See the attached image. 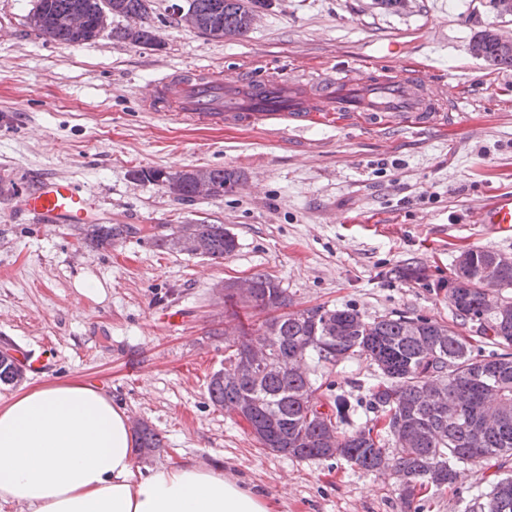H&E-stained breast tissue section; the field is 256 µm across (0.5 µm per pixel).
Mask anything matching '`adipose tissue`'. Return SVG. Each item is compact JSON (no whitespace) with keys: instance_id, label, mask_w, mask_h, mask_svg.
I'll use <instances>...</instances> for the list:
<instances>
[{"instance_id":"adipose-tissue-1","label":"adipose tissue","mask_w":512,"mask_h":512,"mask_svg":"<svg viewBox=\"0 0 512 512\" xmlns=\"http://www.w3.org/2000/svg\"><path fill=\"white\" fill-rule=\"evenodd\" d=\"M25 512H278L261 489L183 463L141 471L126 411L60 380L0 403V506Z\"/></svg>"}]
</instances>
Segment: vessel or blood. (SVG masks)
Returning a JSON list of instances; mask_svg holds the SVG:
<instances>
[{"label": "vessel or blood", "mask_w": 512, "mask_h": 512, "mask_svg": "<svg viewBox=\"0 0 512 512\" xmlns=\"http://www.w3.org/2000/svg\"><path fill=\"white\" fill-rule=\"evenodd\" d=\"M434 70L410 64L395 79H354L350 73L321 80L315 93L254 70L246 79L192 70L166 73L153 80L142 96L149 110L179 120L219 121L236 117L248 122L284 118L307 119L318 112H412L420 124L429 117L417 110L420 89ZM90 208L87 196L65 179H42L27 192L23 209L47 224L83 223ZM476 221L504 237L512 236V191L496 192L481 206Z\"/></svg>", "instance_id": "obj_1"}]
</instances>
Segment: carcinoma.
Returning a JSON list of instances; mask_svg holds the SVG:
<instances>
[{
	"mask_svg": "<svg viewBox=\"0 0 512 512\" xmlns=\"http://www.w3.org/2000/svg\"><path fill=\"white\" fill-rule=\"evenodd\" d=\"M111 15L122 18L136 16L141 27L112 29V36L135 46H147L156 40L149 22L150 0H35L27 16L31 28L65 45L92 41L102 34L91 28L75 31L54 23V18L81 11L96 18L103 6ZM181 20L210 40L221 41L245 36L254 24L251 0H189ZM482 59L495 65L512 66V44L501 43L480 33ZM239 177L222 169L200 168L167 172L163 182L167 191L179 200L196 197L200 184L211 187L212 195L232 191ZM189 229L193 242L181 251L218 261L231 255L236 241L222 224H180L172 234L158 239L161 245L176 248V235ZM129 234L124 224H94L86 229L85 238L105 247ZM465 259L456 261L453 276L462 280L461 287L448 289V304L455 319L464 325L478 324L477 333L492 344L512 346V298L502 310H490L489 298L479 286V268L495 256L480 248L463 250ZM263 303L247 312V306L225 284L224 304L228 318L244 334L261 332L271 338L278 357L288 362L294 349L305 341L310 344L307 359L334 363L336 354L357 353L369 358L378 368L381 380L373 386L370 408L382 412L392 425L403 419L409 436L389 440V434L371 426L352 427L356 409L344 398H336L331 412L320 416V405L313 402L316 391L307 366L284 369L256 379L238 372L239 353L227 345L224 368L215 371L207 390L213 404L234 411L249 426L259 425L263 431L255 436L264 449L296 459H331L340 457L368 471L381 469L383 459L392 455L404 475L400 499L405 508L412 507L417 490L426 485L425 474L431 473L445 487L456 479L460 464L498 465L512 456V354H491L484 358L471 355V344L450 325L424 316H381L361 327V314L350 308L316 307L333 323L323 325V318H306L286 312L289 305L286 289L266 274L253 276ZM24 370L10 353H0V384H16L23 380ZM444 381L448 395L458 398L463 410L451 419L440 411L432 398L434 385ZM494 385L500 402L494 407L502 422L495 428L481 423L484 407L479 383ZM336 434L334 446L324 444V436ZM138 447L152 452L162 447L158 433L143 424L134 430ZM393 442L394 450L386 448ZM474 512H512V476L491 482L489 490L477 496Z\"/></svg>",
	"mask_w": 512,
	"mask_h": 512,
	"instance_id": "obj_1",
	"label": "carcinoma"
}]
</instances>
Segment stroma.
I'll return each instance as SVG.
<instances>
[{"label":"stroma","instance_id":"obj_1","mask_svg":"<svg viewBox=\"0 0 512 512\" xmlns=\"http://www.w3.org/2000/svg\"><path fill=\"white\" fill-rule=\"evenodd\" d=\"M35 0H0V344L47 356L26 373L38 386L98 381L130 421L162 439L139 450L144 468L192 461L260 487L280 512H406L392 472L342 459L299 460L263 450L234 412L215 406L208 380L224 365V285L267 274L291 310L353 308L368 319L402 313L453 322L448 275L458 251L512 254V239L476 224L492 190L512 191V67L474 58L472 38L512 31L490 0H267L246 36L206 39L178 24L185 0H153L158 41L134 46L102 34L53 42L27 24ZM433 59L425 97L450 109L416 126L391 113L359 114L304 129L188 124L150 112L142 89L160 74L213 68L230 79L262 68L311 83L323 67L361 65L395 76ZM223 168L236 190L181 201L137 169ZM41 178L71 181L90 198L86 224H45L22 210ZM224 225L236 250L215 263L157 246L178 225ZM89 224H124L112 246L82 242ZM418 266L427 278H394ZM91 277L101 290L77 288ZM184 314L181 323L168 311ZM321 401L351 402L373 424L379 373L355 355L310 363ZM495 474L460 466L453 487L422 489L416 512H471Z\"/></svg>","mask_w":512,"mask_h":512}]
</instances>
